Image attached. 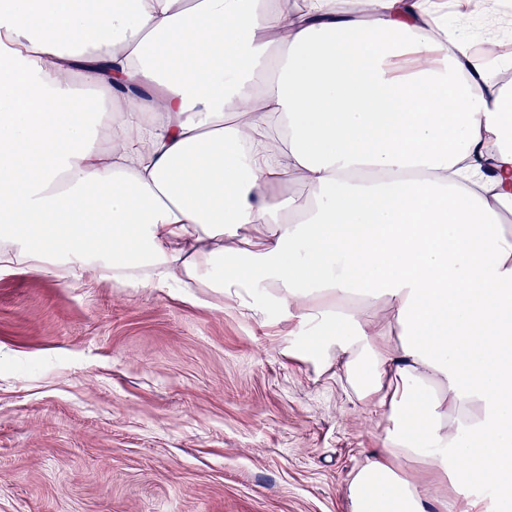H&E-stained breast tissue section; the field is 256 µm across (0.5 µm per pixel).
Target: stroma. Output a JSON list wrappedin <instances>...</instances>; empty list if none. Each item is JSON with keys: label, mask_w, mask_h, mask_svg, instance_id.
Wrapping results in <instances>:
<instances>
[{"label": "stroma", "mask_w": 512, "mask_h": 512, "mask_svg": "<svg viewBox=\"0 0 512 512\" xmlns=\"http://www.w3.org/2000/svg\"><path fill=\"white\" fill-rule=\"evenodd\" d=\"M208 288L0 264V512H346L387 420Z\"/></svg>", "instance_id": "35a3bbf8"}]
</instances>
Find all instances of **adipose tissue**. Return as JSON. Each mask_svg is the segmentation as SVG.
<instances>
[{
  "mask_svg": "<svg viewBox=\"0 0 512 512\" xmlns=\"http://www.w3.org/2000/svg\"><path fill=\"white\" fill-rule=\"evenodd\" d=\"M437 0H0V262L232 293L389 423L349 512L512 478V100ZM301 179V196L278 193ZM261 228L241 245L240 230ZM382 300L397 341L362 318Z\"/></svg>",
  "mask_w": 512,
  "mask_h": 512,
  "instance_id": "obj_1",
  "label": "adipose tissue"
}]
</instances>
